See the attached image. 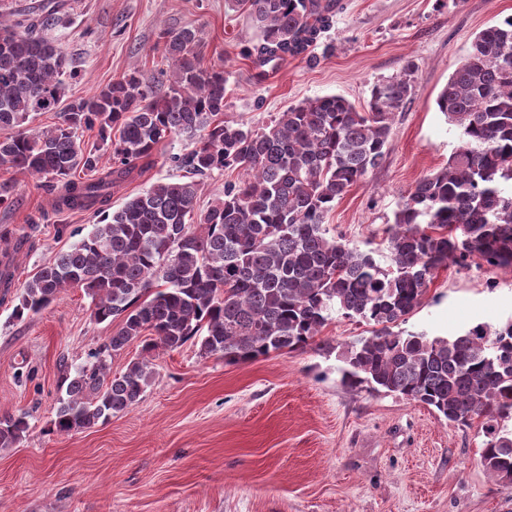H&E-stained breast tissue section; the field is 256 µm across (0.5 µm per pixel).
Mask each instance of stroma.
Masks as SVG:
<instances>
[{
    "instance_id": "35a3bbf8",
    "label": "stroma",
    "mask_w": 512,
    "mask_h": 512,
    "mask_svg": "<svg viewBox=\"0 0 512 512\" xmlns=\"http://www.w3.org/2000/svg\"><path fill=\"white\" fill-rule=\"evenodd\" d=\"M51 36L69 77L65 100L89 96L132 70L156 79L160 33L194 27L204 67H223L224 118L259 128L302 101L340 95L364 107L371 85L413 61V91L395 114L380 165L328 214L350 245L379 242L402 198L444 167L459 129L437 97L474 36L512 15V0H340L312 57L285 60L263 83L244 55L259 33L229 0H61ZM155 151L141 175L112 192L120 208L159 181L177 180ZM14 201L0 207V243L28 237L15 285L0 300V417L27 413L30 428L0 448V512H512V486L480 463L479 425L448 423L430 407L341 382L340 354L370 335L368 322L333 319L305 349L227 363L190 341L150 359L139 401L70 435L51 432L63 379L117 323H99L72 288L39 314L16 317L24 283L89 232L98 216L57 210L42 179L0 167ZM512 319V269L449 266L399 328L453 336Z\"/></svg>"
}]
</instances>
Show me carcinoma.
I'll return each mask as SVG.
<instances>
[{"label": "carcinoma", "instance_id": "obj_1", "mask_svg": "<svg viewBox=\"0 0 512 512\" xmlns=\"http://www.w3.org/2000/svg\"><path fill=\"white\" fill-rule=\"evenodd\" d=\"M230 2L259 31L245 56L262 68L305 52L338 0ZM60 22L52 3L34 18L0 11V34L10 35L0 43V166L45 179L55 208L100 219L25 283L15 314L36 315L77 287L97 322L120 324L69 378L53 430L78 432L132 408L159 348L198 339L206 356L253 361L306 347L337 315L375 326L344 353V385L425 404L453 424L479 421L484 469L512 485V321L449 337L393 331L448 265L512 268V15L476 34L440 92L460 145L405 196L382 253L349 246L324 221L383 160L395 112L412 95L413 62L375 82L361 111L339 95L316 97L256 129L223 119L224 70L201 65L199 31L184 27L162 33V91L133 71L62 108L66 61L47 33ZM56 111L53 127H24ZM95 127L112 148L105 173L77 142ZM175 137L188 147L169 162L227 174L223 196L200 210L197 181H159L109 211L114 185ZM137 339L144 356L112 374V355ZM28 430L24 412L1 417L0 448Z\"/></svg>", "mask_w": 512, "mask_h": 512}]
</instances>
